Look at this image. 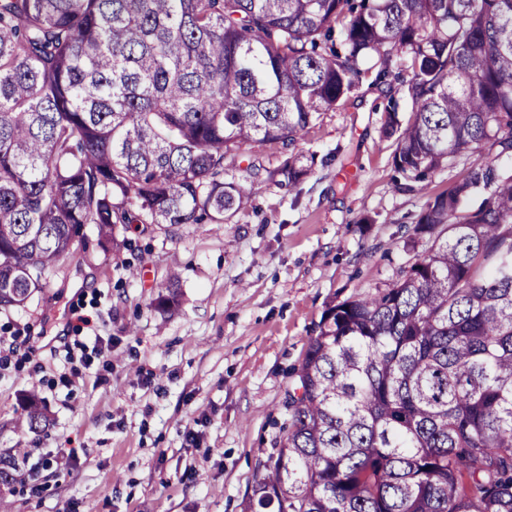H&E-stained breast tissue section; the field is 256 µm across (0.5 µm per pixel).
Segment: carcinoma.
I'll list each match as a JSON object with an SVG mask.
<instances>
[{"label":"carcinoma","mask_w":512,"mask_h":512,"mask_svg":"<svg viewBox=\"0 0 512 512\" xmlns=\"http://www.w3.org/2000/svg\"><path fill=\"white\" fill-rule=\"evenodd\" d=\"M369 62L407 76L410 118L386 106L397 172L474 161L390 287L323 311L243 512H512V0H0V307L46 288L88 224L107 250L297 183L299 152L224 163L293 144ZM25 421H44L34 394Z\"/></svg>","instance_id":"carcinoma-1"}]
</instances>
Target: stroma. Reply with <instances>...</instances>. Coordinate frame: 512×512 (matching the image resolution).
Returning <instances> with one entry per match:
<instances>
[{
  "label": "stroma",
  "instance_id": "obj_1",
  "mask_svg": "<svg viewBox=\"0 0 512 512\" xmlns=\"http://www.w3.org/2000/svg\"><path fill=\"white\" fill-rule=\"evenodd\" d=\"M411 102L374 73L290 146L243 147L248 163L314 159L292 187L259 184L221 224H186L103 251L97 231L21 307L0 309V512H242L288 419L291 370L326 305L389 287L425 245L413 226L461 166L403 190L385 108ZM177 302L153 306L170 271ZM36 394L48 423H25Z\"/></svg>",
  "mask_w": 512,
  "mask_h": 512
}]
</instances>
